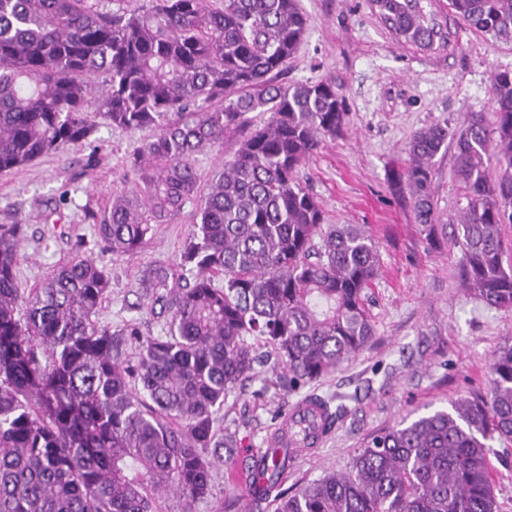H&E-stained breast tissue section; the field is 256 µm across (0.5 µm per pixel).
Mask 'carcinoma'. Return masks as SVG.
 <instances>
[{
	"mask_svg": "<svg viewBox=\"0 0 512 512\" xmlns=\"http://www.w3.org/2000/svg\"><path fill=\"white\" fill-rule=\"evenodd\" d=\"M400 41L442 40L422 0H377ZM468 29L512 41V0H448ZM308 21L298 0H153L142 13L98 0H0V172L87 141L96 118L148 131L128 157L133 188L91 215L114 255L138 250L154 225L200 198L176 267L149 270L143 287L165 302L167 334L119 333L92 320L110 287L105 265L75 254L41 287H19L23 225L0 224V512H156L173 490L184 512L210 492L224 402L256 378L274 346L288 388L315 382L374 335L365 290L379 253L363 224H329L299 168L345 122L336 85L280 77ZM105 78L100 95L91 79ZM493 125L473 112L453 135L418 131L396 173L431 242L439 216L433 166L443 149L466 207L457 218L459 276L488 307L512 309V71L493 75ZM267 118L253 124L250 113ZM243 138L197 196L196 156ZM194 274L191 284L183 272ZM223 285L215 284V278ZM139 341L136 363L124 337ZM487 395L458 400L374 434L348 470L284 496L289 457L260 460L277 512H497L489 442H512V344L491 362ZM288 425L309 448L335 420Z\"/></svg>",
	"mask_w": 512,
	"mask_h": 512,
	"instance_id": "1",
	"label": "carcinoma"
}]
</instances>
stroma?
Masks as SVG:
<instances>
[{"mask_svg": "<svg viewBox=\"0 0 512 512\" xmlns=\"http://www.w3.org/2000/svg\"><path fill=\"white\" fill-rule=\"evenodd\" d=\"M423 3L447 31L446 45L423 50L402 43L370 0H300L307 33L284 80L334 83L346 117L342 134L320 145L300 167L299 179L330 223L366 225L376 242L380 270L366 291L375 334L349 362L302 388L289 390L284 371L268 365L258 380L229 396L215 435L236 432L242 452L230 460L214 456L210 493L193 504V512H276L275 501L254 499L229 474L249 466L246 449L267 447L297 402L321 398L337 419L317 447L297 453L285 483L291 490L347 470L371 433L485 392L493 352L512 342V310L469 296L458 275L461 252L451 223L465 201L452 153H440L433 167L434 200L444 225L438 245L427 244L407 191L395 182L416 132L435 124L456 130L471 112L492 118V75L512 70V43L464 27L447 0ZM143 137L102 122L90 140L0 173V224L25 227L17 252L23 288L40 287L83 250L106 265L111 277L95 322L115 332L133 322L142 335L160 337L168 315L142 278L151 267L178 262L194 205L155 225L145 244L126 255L105 252L89 218L131 188L127 158ZM491 447L498 510L512 512V450L496 440Z\"/></svg>", "mask_w": 512, "mask_h": 512, "instance_id": "1", "label": "stroma"}]
</instances>
